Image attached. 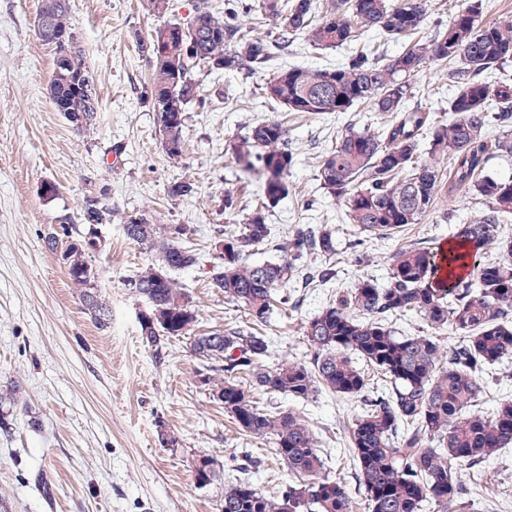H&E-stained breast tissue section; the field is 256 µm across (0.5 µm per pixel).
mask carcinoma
I'll list each match as a JSON object with an SVG mask.
<instances>
[{
	"label": "carcinoma",
	"mask_w": 512,
	"mask_h": 512,
	"mask_svg": "<svg viewBox=\"0 0 512 512\" xmlns=\"http://www.w3.org/2000/svg\"><path fill=\"white\" fill-rule=\"evenodd\" d=\"M320 6L319 0H253L251 9L272 19L274 28L248 35L234 12L219 17L208 0H201L190 23L163 22L139 41L152 70L153 112L159 116L167 107L172 120L163 151L183 152L187 107L198 92L196 67L264 73L302 39L315 49L340 50L346 60L273 68L261 85L267 99L286 112L322 115L365 104L379 115L374 130L346 126L317 164L321 188L345 209L357 233L391 238L421 223L439 198L454 193H475L491 205L493 215L460 225L457 238L465 249L439 259L429 248H401L390 258L387 285L362 276L337 294L303 324V338L313 350L307 361L285 359L264 367L269 339L250 327L194 339L199 359L224 358V377L200 374L213 399L245 434L272 436L275 455L299 477L279 495L242 479L224 491L222 512H355L346 483L323 474L325 461L297 407L264 413L251 396L261 391L301 402L321 388L364 399L347 438L368 512H461L466 504L462 471L512 447V397L500 399L490 412L478 410L488 393V369L512 357V261L481 260L482 250L493 244L512 258V240L502 237L499 224L512 216V178L485 173L492 149L512 154V137L493 145L488 141L491 125L512 129V84L488 81L512 61V20L483 24V0H465L448 24L424 37L420 29L429 0H332L324 12ZM39 17L45 27L36 36L49 45L56 31L71 29L70 0H42ZM371 31L383 42L406 43L398 53L381 57L365 41ZM432 65L448 66L452 93L445 121L407 105L412 79ZM66 73L92 76L78 41L68 52ZM49 98L75 130L96 123L95 84L82 91L54 73ZM426 133L430 140L423 150ZM286 139L282 122L260 121L231 147L244 171L259 169L263 201L246 215L238 233L224 239L212 285L243 305L255 325L268 321L276 290L297 276L294 259L322 258L309 267L310 277L336 280L330 262L336 236L326 227L297 230L282 243L276 260L246 262V253L270 237L266 210L288 195L293 155L283 147ZM106 194L108 188L101 187L83 200L87 227L112 223V208L93 203ZM194 194V183L184 178L168 184L172 198ZM122 228L126 238L152 254L151 264L132 282L157 312L156 323L138 324L143 345L161 360L167 341L185 335L197 321L196 305L172 277L194 266L197 257L141 213L125 216ZM65 252L63 265L82 289L84 309L94 323L108 327L111 309L98 294L89 253L70 245ZM407 314L422 316L427 332L397 335L388 320ZM445 331L458 335L456 347L444 346ZM368 368L385 378L379 393ZM243 373L247 385L238 381Z\"/></svg>",
	"instance_id": "1"
}]
</instances>
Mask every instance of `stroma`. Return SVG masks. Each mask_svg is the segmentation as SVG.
Instances as JSON below:
<instances>
[{"label":"stroma","mask_w":512,"mask_h":512,"mask_svg":"<svg viewBox=\"0 0 512 512\" xmlns=\"http://www.w3.org/2000/svg\"><path fill=\"white\" fill-rule=\"evenodd\" d=\"M70 7L101 103L94 131L84 134L49 99L53 51L35 36L40 0H0V385L20 387L11 431L0 433V490L7 492L0 512H221L225 490L240 479L266 493L283 490L296 477L272 440L241 434L198 379L199 370L223 369V361L191 351L194 337L245 324L241 304L210 285L220 242L261 202L260 182L233 158L231 141L255 122L279 120L293 153L289 193L269 209L271 238L251 249V260L279 258L280 244L302 227L323 224L336 234L335 284L297 281L261 326L275 341L269 367L310 358L302 326L337 291L362 276L386 285L393 253L443 247L488 206L470 194L443 198L394 238L358 237L321 189L316 165L341 128L375 126L377 115L362 105L289 114L264 98L260 75L244 72L195 69L199 90L188 106L183 155L171 162L151 108L150 65L137 44L158 17L144 0H70ZM450 93L445 69L430 67L413 79L409 104L444 111ZM185 175L196 194L169 197L168 183ZM98 183L109 186L114 210L98 228L104 246L92 256L112 310L104 330L83 312L78 288L44 243L49 227L80 225V206ZM131 213L181 228V244L199 257L177 275L198 320L189 334L170 339L161 361L141 342L144 301L126 286L152 259L122 232ZM361 253L368 264L356 262ZM362 407V399L325 390L301 405L329 458L327 476L349 485L347 430ZM166 436L172 445L163 444ZM204 456L215 475L202 486L195 465ZM461 478L471 492L468 512H512V452Z\"/></svg>","instance_id":"stroma-1"}]
</instances>
